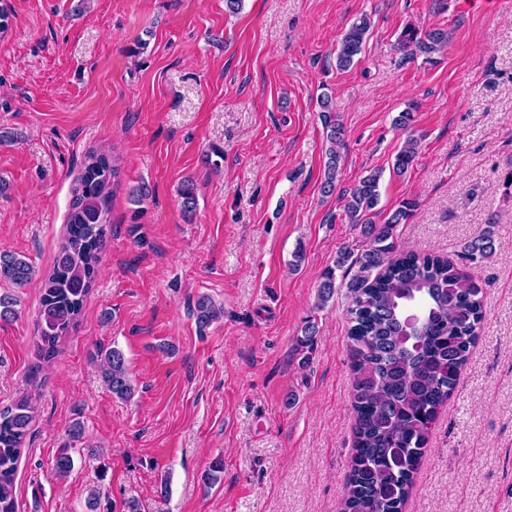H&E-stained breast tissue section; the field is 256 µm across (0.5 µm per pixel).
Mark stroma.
Masks as SVG:
<instances>
[{
	"label": "stroma",
	"instance_id": "35a3bbf8",
	"mask_svg": "<svg viewBox=\"0 0 512 512\" xmlns=\"http://www.w3.org/2000/svg\"><path fill=\"white\" fill-rule=\"evenodd\" d=\"M0 34V253L53 269L84 155L120 167L112 234L78 327L36 380L37 284L0 281V404L38 413L18 464V512H338L353 453L345 289L323 308V271L366 242L342 196L382 173L378 209L417 203L406 248L455 258L493 227L471 266L485 291L480 337L433 424L404 512H512V0H9ZM370 15L359 62L336 67L346 28ZM445 28L436 64L403 58L406 24ZM345 129L334 194L321 191L318 98ZM416 104L411 132L394 118ZM419 138L405 176L392 164ZM222 151L218 165L207 162ZM197 186L193 222L178 187ZM147 186L135 202L131 192ZM300 266H293L295 250ZM206 294L224 317L198 331ZM319 333L298 345L306 321ZM116 345L134 394L112 395L93 358ZM80 423L81 439L70 436ZM80 453L53 475L61 449ZM223 457L220 481L203 480ZM492 227H487L476 237L466 242L459 259L465 264L475 265L490 258L495 252V236Z\"/></svg>",
	"mask_w": 512,
	"mask_h": 512
}]
</instances>
